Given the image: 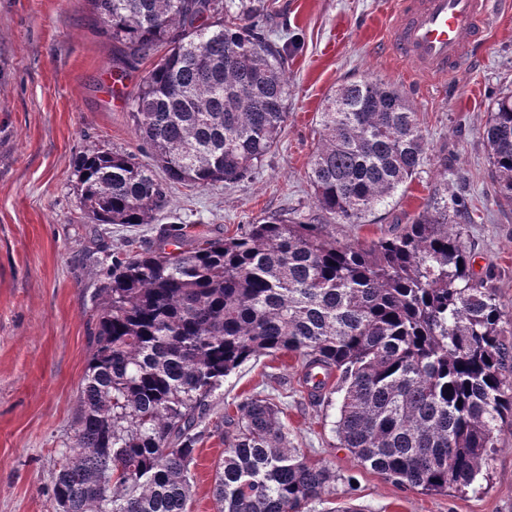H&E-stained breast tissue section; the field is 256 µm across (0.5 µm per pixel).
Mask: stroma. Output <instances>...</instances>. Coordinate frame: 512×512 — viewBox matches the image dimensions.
Returning a JSON list of instances; mask_svg holds the SVG:
<instances>
[{
  "label": "stroma",
  "instance_id": "obj_1",
  "mask_svg": "<svg viewBox=\"0 0 512 512\" xmlns=\"http://www.w3.org/2000/svg\"><path fill=\"white\" fill-rule=\"evenodd\" d=\"M272 40L288 43V116L275 150L251 179L175 185L151 224H95L78 202L75 165L103 148L141 149L132 98L151 62L112 90V43L88 0H0V512H54L49 496L59 450L72 435L98 288L110 254L156 242L162 228L229 238L263 218L316 212L308 182L320 118L345 81L398 87L427 139V158L389 206L360 224H337L342 243L365 242L410 223L430 201L460 199L473 270L490 276L512 343V203L498 194L480 130L497 94L512 90V11L495 9L476 62L447 79L400 63L387 40L398 0H268ZM294 357L262 356L226 377L209 400L192 469L189 512H215L214 466L233 426L226 417L247 396L272 399L296 448L337 473L310 512L351 499L363 512H512V431L501 432L482 478L462 493L425 495L362 466L340 448L335 406L310 401Z\"/></svg>",
  "mask_w": 512,
  "mask_h": 512
}]
</instances>
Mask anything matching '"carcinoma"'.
<instances>
[{
  "label": "carcinoma",
  "instance_id": "obj_1",
  "mask_svg": "<svg viewBox=\"0 0 512 512\" xmlns=\"http://www.w3.org/2000/svg\"><path fill=\"white\" fill-rule=\"evenodd\" d=\"M116 74L164 55L133 100L136 134L166 181L128 154L76 163L98 224H150L171 184L251 177L286 120L288 48L259 30L265 0H88ZM309 180L318 217L272 216L239 236L186 228L103 271L81 407L51 485L56 512H188L197 428L243 362L293 354L362 465L427 494L463 491L512 426L504 310L474 276L460 210L437 203L389 238L341 243L321 223L361 224L415 176L427 143L396 87L348 81L321 113ZM512 203V92L482 131ZM216 465L217 512H305L336 484L289 438L277 405L248 397Z\"/></svg>",
  "mask_w": 512,
  "mask_h": 512
}]
</instances>
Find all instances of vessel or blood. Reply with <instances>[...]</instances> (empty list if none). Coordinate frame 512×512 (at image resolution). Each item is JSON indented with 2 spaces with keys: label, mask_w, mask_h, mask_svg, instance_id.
I'll use <instances>...</instances> for the list:
<instances>
[{
  "label": "vessel or blood",
  "mask_w": 512,
  "mask_h": 512,
  "mask_svg": "<svg viewBox=\"0 0 512 512\" xmlns=\"http://www.w3.org/2000/svg\"><path fill=\"white\" fill-rule=\"evenodd\" d=\"M494 5L495 0H400L390 49L424 76H451L476 59Z\"/></svg>",
  "instance_id": "b4317fda"
}]
</instances>
